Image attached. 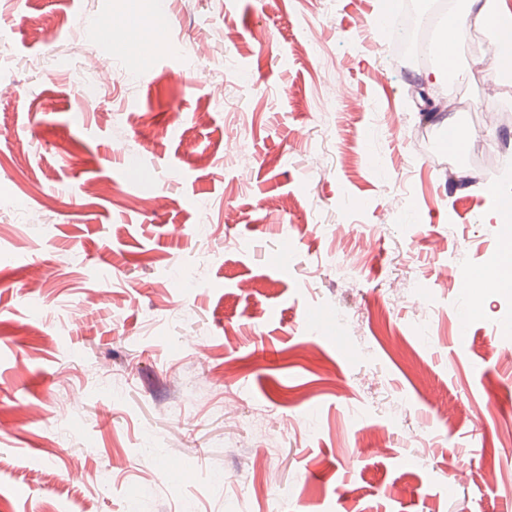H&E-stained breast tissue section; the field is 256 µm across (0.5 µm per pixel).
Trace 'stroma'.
Masks as SVG:
<instances>
[{"mask_svg":"<svg viewBox=\"0 0 512 512\" xmlns=\"http://www.w3.org/2000/svg\"><path fill=\"white\" fill-rule=\"evenodd\" d=\"M160 2L0 0V512H512L487 22L429 82L383 0Z\"/></svg>","mask_w":512,"mask_h":512,"instance_id":"obj_1","label":"stroma"}]
</instances>
